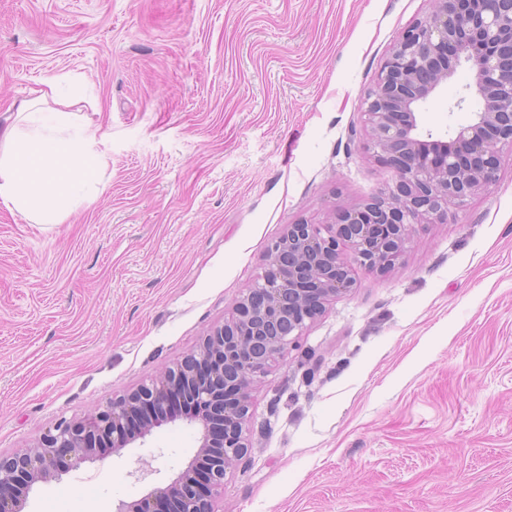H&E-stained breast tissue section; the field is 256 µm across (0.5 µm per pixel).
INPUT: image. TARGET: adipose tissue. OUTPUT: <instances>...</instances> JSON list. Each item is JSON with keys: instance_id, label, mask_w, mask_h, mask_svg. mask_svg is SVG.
Wrapping results in <instances>:
<instances>
[{"instance_id": "adipose-tissue-1", "label": "adipose tissue", "mask_w": 512, "mask_h": 512, "mask_svg": "<svg viewBox=\"0 0 512 512\" xmlns=\"http://www.w3.org/2000/svg\"><path fill=\"white\" fill-rule=\"evenodd\" d=\"M48 92L17 107L25 127L0 131V204L36 224H57L101 190L98 128L47 106Z\"/></svg>"}]
</instances>
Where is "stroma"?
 <instances>
[{
	"label": "stroma",
	"instance_id": "obj_1",
	"mask_svg": "<svg viewBox=\"0 0 512 512\" xmlns=\"http://www.w3.org/2000/svg\"><path fill=\"white\" fill-rule=\"evenodd\" d=\"M430 0H0V127L77 77L104 189L59 224L0 205V452L30 447L190 353L287 224L393 185L362 99ZM461 65L423 108L443 136L479 102ZM462 109L450 111L456 100ZM253 388L222 512H512V155L418 224ZM199 446L179 421L65 462L26 512H114Z\"/></svg>",
	"mask_w": 512,
	"mask_h": 512
}]
</instances>
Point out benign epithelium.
<instances>
[{
    "label": "benign epithelium",
    "instance_id": "1",
    "mask_svg": "<svg viewBox=\"0 0 512 512\" xmlns=\"http://www.w3.org/2000/svg\"><path fill=\"white\" fill-rule=\"evenodd\" d=\"M406 28L364 96L366 149L395 173L394 188L331 217L328 234L299 220L268 250L267 267L224 323L148 384L80 421L62 422L35 445L0 454V512H24L30 491L56 477L65 453L76 463L119 453L153 429L185 421L199 430L196 454L176 478L115 512H221L227 470L248 452L246 424L258 378L323 312L355 285L342 249L382 273L431 224L497 176L512 152V0H431ZM465 64L482 109L448 137L423 130L419 110Z\"/></svg>",
    "mask_w": 512,
    "mask_h": 512
}]
</instances>
